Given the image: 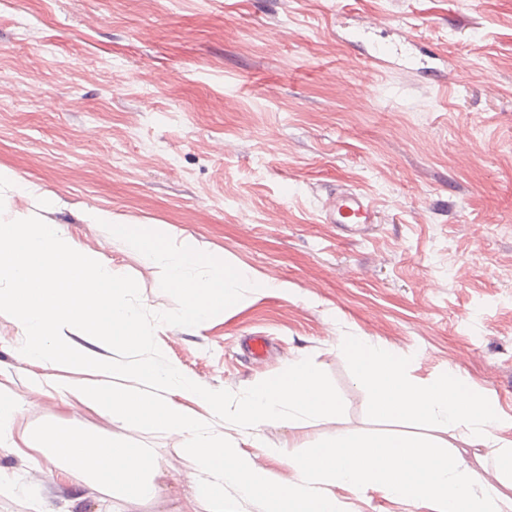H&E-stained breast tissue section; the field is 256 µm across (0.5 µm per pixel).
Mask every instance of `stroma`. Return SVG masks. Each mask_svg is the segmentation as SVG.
<instances>
[{"mask_svg": "<svg viewBox=\"0 0 512 512\" xmlns=\"http://www.w3.org/2000/svg\"><path fill=\"white\" fill-rule=\"evenodd\" d=\"M401 52L374 61V43ZM0 167L12 207L132 276L151 311L175 309L161 270L97 224L91 207L145 224L280 289L245 297L202 328L160 325L156 342L195 383L241 392L311 358L345 403L341 419L257 434L212 420L268 478L299 474L281 447L337 429L412 432L445 443L477 480L494 460L466 428L379 420L354 374V336L402 359L418 383L456 373L497 409L512 441V0H0ZM344 188L376 221L352 237L323 206ZM268 336L260 362L244 337ZM23 332L0 313V383L23 396L14 436L64 424L151 449L158 495L109 499L57 482L0 441V512H182L194 461L183 439L34 394ZM260 448H253V438ZM343 512H437L379 489L335 488Z\"/></svg>", "mask_w": 512, "mask_h": 512, "instance_id": "1", "label": "stroma"}]
</instances>
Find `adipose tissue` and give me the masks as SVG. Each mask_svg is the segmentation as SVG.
Returning <instances> with one entry per match:
<instances>
[{"mask_svg":"<svg viewBox=\"0 0 512 512\" xmlns=\"http://www.w3.org/2000/svg\"><path fill=\"white\" fill-rule=\"evenodd\" d=\"M354 373L371 390V409L380 417L426 418L447 427L466 425L473 444L491 449L500 482L512 481V442L494 434L499 425L496 409L464 386L453 375L419 385L410 378L401 360L377 349H365L349 340ZM32 469H56L60 480L77 484L93 481L119 485L137 500L156 496L157 485L147 480L153 458L144 448L117 444L113 438L88 439L77 431L56 425L44 433V445L29 456Z\"/></svg>","mask_w":512,"mask_h":512,"instance_id":"1","label":"adipose tissue"}]
</instances>
